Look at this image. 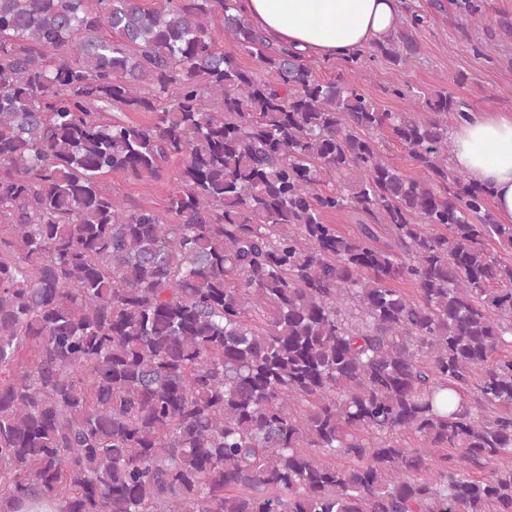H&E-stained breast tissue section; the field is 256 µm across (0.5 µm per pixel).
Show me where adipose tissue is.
I'll return each mask as SVG.
<instances>
[{
	"label": "adipose tissue",
	"mask_w": 512,
	"mask_h": 512,
	"mask_svg": "<svg viewBox=\"0 0 512 512\" xmlns=\"http://www.w3.org/2000/svg\"><path fill=\"white\" fill-rule=\"evenodd\" d=\"M267 38L308 57L336 58L393 33L399 0H242ZM451 159L492 193L494 210L512 220V113L477 111L449 132Z\"/></svg>",
	"instance_id": "adipose-tissue-1"
}]
</instances>
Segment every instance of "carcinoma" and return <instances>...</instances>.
<instances>
[{
  "instance_id": "carcinoma-1",
  "label": "carcinoma",
  "mask_w": 512,
  "mask_h": 512,
  "mask_svg": "<svg viewBox=\"0 0 512 512\" xmlns=\"http://www.w3.org/2000/svg\"><path fill=\"white\" fill-rule=\"evenodd\" d=\"M422 22L325 81L238 0H0V512H512V224L448 169L471 105L349 79ZM176 160L165 218L103 189Z\"/></svg>"
}]
</instances>
